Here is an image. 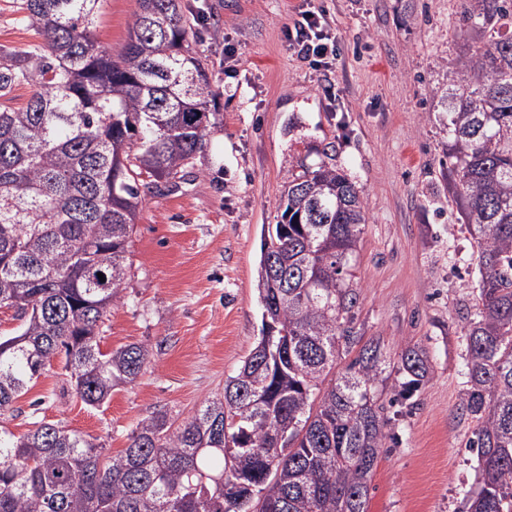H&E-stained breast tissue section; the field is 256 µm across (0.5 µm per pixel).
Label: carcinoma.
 Returning <instances> with one entry per match:
<instances>
[{
	"instance_id": "1",
	"label": "carcinoma",
	"mask_w": 512,
	"mask_h": 512,
	"mask_svg": "<svg viewBox=\"0 0 512 512\" xmlns=\"http://www.w3.org/2000/svg\"><path fill=\"white\" fill-rule=\"evenodd\" d=\"M100 2L14 0L38 42L0 49V99L32 88L25 106L0 110V303L22 321L0 337V411L59 354L93 407L144 370L148 347L102 350L99 322L123 299L140 187L161 194L216 118L177 0H137L115 58L93 33ZM478 4L487 39L446 98L450 189L480 272L464 326L480 475L466 506L512 512V29L501 25L512 0ZM300 168L257 272L276 332L261 329L222 393L179 423L143 420L116 455L59 423L1 431L0 512H367L387 406H416L428 364L407 346L389 367L380 342L361 344L350 273L367 223L360 191L334 166Z\"/></svg>"
}]
</instances>
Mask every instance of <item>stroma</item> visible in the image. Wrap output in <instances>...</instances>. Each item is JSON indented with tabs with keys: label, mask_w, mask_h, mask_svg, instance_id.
Returning a JSON list of instances; mask_svg holds the SVG:
<instances>
[{
	"label": "stroma",
	"mask_w": 512,
	"mask_h": 512,
	"mask_svg": "<svg viewBox=\"0 0 512 512\" xmlns=\"http://www.w3.org/2000/svg\"><path fill=\"white\" fill-rule=\"evenodd\" d=\"M215 95L205 145L163 194L146 193L129 247L123 300L100 325V346L147 345L136 381L101 406L67 388L63 357L0 413L21 435L41 421L88 435L117 454L138 423L185 418L224 389L261 332L256 290L264 225L300 164L342 169L367 224L353 267L356 331L388 360L425 352L430 374L412 411L392 415L368 512H462L478 488L467 449L463 327L478 303L477 248L448 192L451 75L480 30L465 0H177ZM326 10L340 41L335 67L289 50L283 27L299 9ZM136 0H103L98 41L119 55ZM204 10L206 25L196 22ZM232 46L233 61L224 48Z\"/></svg>",
	"instance_id": "1"
}]
</instances>
